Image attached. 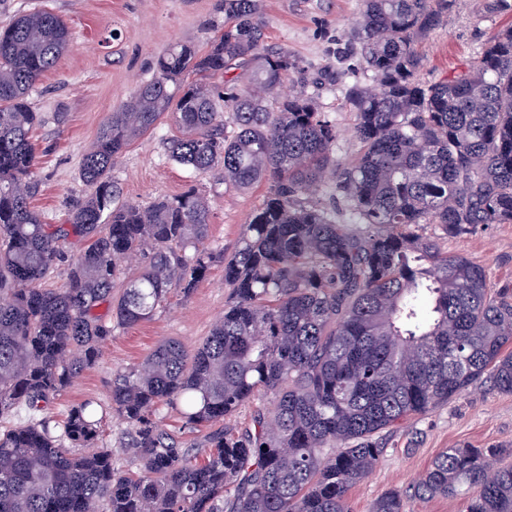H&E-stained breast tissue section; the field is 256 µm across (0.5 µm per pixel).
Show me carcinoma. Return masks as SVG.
Segmentation results:
<instances>
[{
	"instance_id": "cac0c4a2",
	"label": "carcinoma",
	"mask_w": 512,
	"mask_h": 512,
	"mask_svg": "<svg viewBox=\"0 0 512 512\" xmlns=\"http://www.w3.org/2000/svg\"><path fill=\"white\" fill-rule=\"evenodd\" d=\"M452 3L362 0L352 35L374 85L349 91L360 149L342 163L312 98L281 94L293 62L266 48L259 0H220L224 31L208 50L173 46L103 123L81 164L87 192L61 224L30 206L29 94L70 31L45 9L0 29V415L28 414L0 433V512H349L383 434L478 385L512 394V295L420 233L512 223V27L460 72L416 77V42ZM217 75L222 91L203 82ZM167 112L175 162L221 171L227 189L269 184L227 256L209 248L198 189L142 206L112 181L114 157ZM340 202L357 228L337 220ZM216 262L231 292L209 335L193 348L167 340L112 378L137 475L94 449L92 402L69 409L58 435L34 420L99 360L113 327L151 319L169 289L190 293ZM59 268L63 283L45 287ZM267 395L244 431L219 426ZM163 407L191 428L216 426L204 461L158 426ZM510 457L448 448L370 512H405L409 495L512 512Z\"/></svg>"
}]
</instances>
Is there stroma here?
<instances>
[{
    "label": "stroma",
    "instance_id": "stroma-1",
    "mask_svg": "<svg viewBox=\"0 0 512 512\" xmlns=\"http://www.w3.org/2000/svg\"><path fill=\"white\" fill-rule=\"evenodd\" d=\"M219 0H0V27L20 11L46 9L61 16L72 33L69 50L37 82L29 102L40 115L35 131L37 194L31 205L44 220L61 223L69 205L85 195L80 179L85 153L114 108L151 78L157 59L174 45L206 49L224 26ZM484 0H454L442 24L417 43L418 76L434 82L466 67L502 30L512 26V8L488 11ZM361 0H261L260 21L267 45L288 50L295 67L286 90L305 92L336 125L338 161L352 160L359 149L348 89L367 83L358 45L351 32L360 18ZM177 129L170 118L135 140L112 163L111 175L124 199L149 204L162 195L197 187L208 199L210 245L232 252L261 203L266 184L247 191L226 189L221 173L199 175L171 159L168 143ZM423 234L439 237L443 249L482 265L494 287L512 288V224H492L461 237L440 238L437 225ZM230 293L224 266H211L191 294L171 289L166 306L151 320L114 330L103 355L46 412L59 431L71 406L94 401L106 411L98 448L112 452L116 468L134 474L138 466L125 449L128 427L109 414V394L117 370L136 366L161 342L175 338L195 345L224 313ZM512 445V395L478 387L415 416L388 435L386 451L372 473L349 493L350 512H369L392 488H406L447 448Z\"/></svg>",
    "mask_w": 512,
    "mask_h": 512
}]
</instances>
